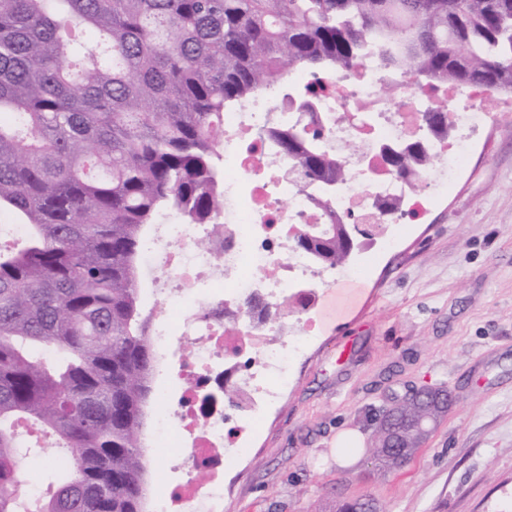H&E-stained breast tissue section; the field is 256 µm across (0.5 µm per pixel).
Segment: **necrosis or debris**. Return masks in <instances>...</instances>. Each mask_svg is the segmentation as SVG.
Listing matches in <instances>:
<instances>
[{
    "mask_svg": "<svg viewBox=\"0 0 512 512\" xmlns=\"http://www.w3.org/2000/svg\"><path fill=\"white\" fill-rule=\"evenodd\" d=\"M386 80L375 58L325 80L314 113L285 94L262 93L224 115V207L218 222H169L143 244L148 275L159 301L147 334L161 356L179 353L169 380L178 390L159 393L156 437L178 433L176 462L184 472L155 504L154 512H224V470L236 463L238 442L262 406L288 384L289 364L302 342L289 339L287 317L301 316L316 301L324 273L295 248V224H410L447 197L464 171L489 114L478 87L423 90L399 82L384 96ZM446 112L454 134L432 140V163L418 175L391 174L375 143L397 144L424 136L423 109ZM322 127L328 149L342 153L347 177L339 188H303L289 181L288 161L268 138L271 127ZM361 140V153L346 145ZM291 315V316H292ZM234 380L240 416L224 409V384Z\"/></svg>",
    "mask_w": 512,
    "mask_h": 512,
    "instance_id": "necrosis-or-debris-1",
    "label": "necrosis or debris"
}]
</instances>
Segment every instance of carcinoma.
I'll list each match as a JSON object with an SVG mask.
<instances>
[{"instance_id": "carcinoma-1", "label": "carcinoma", "mask_w": 512, "mask_h": 512, "mask_svg": "<svg viewBox=\"0 0 512 512\" xmlns=\"http://www.w3.org/2000/svg\"><path fill=\"white\" fill-rule=\"evenodd\" d=\"M374 48L396 91L482 87L493 111L512 96V0H0V207L25 218L26 245L0 249V512H20L19 426L70 454L33 512H145L142 435L154 350L139 301L144 230L162 210L218 227L224 109L300 68L311 110L321 79ZM426 128L450 133L445 112ZM280 152L311 184L340 185L345 164L321 133L278 129ZM431 163L413 147L390 172ZM331 225L316 265L349 263ZM448 396L403 397L377 425L371 455L410 460L417 430ZM364 498L312 512H359Z\"/></svg>"}]
</instances>
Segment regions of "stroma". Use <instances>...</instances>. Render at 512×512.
Returning <instances> with one entry per match:
<instances>
[{
	"label": "stroma",
	"mask_w": 512,
	"mask_h": 512,
	"mask_svg": "<svg viewBox=\"0 0 512 512\" xmlns=\"http://www.w3.org/2000/svg\"><path fill=\"white\" fill-rule=\"evenodd\" d=\"M359 288L324 289L316 334L243 460L224 512H311L374 499L379 512H512V116L478 138L447 199L397 228L393 248L356 250ZM444 386L454 405L400 471L366 449L392 398ZM145 409L148 494L179 482Z\"/></svg>",
	"instance_id": "35a3bbf8"
}]
</instances>
